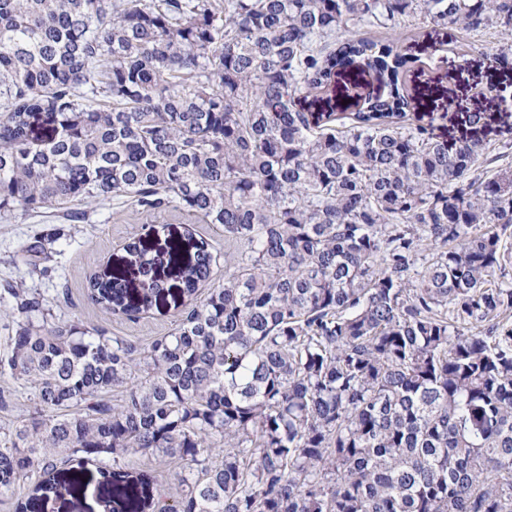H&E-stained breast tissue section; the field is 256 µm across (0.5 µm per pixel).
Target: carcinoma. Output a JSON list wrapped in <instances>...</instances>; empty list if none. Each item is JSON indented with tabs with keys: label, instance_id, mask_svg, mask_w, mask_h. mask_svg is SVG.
<instances>
[{
	"label": "carcinoma",
	"instance_id": "carcinoma-1",
	"mask_svg": "<svg viewBox=\"0 0 512 512\" xmlns=\"http://www.w3.org/2000/svg\"><path fill=\"white\" fill-rule=\"evenodd\" d=\"M512 29V0H0V214L124 198L238 244L194 241L183 309L141 350L18 285L0 379L35 412L0 440V497L43 512L59 465L107 457L112 512H512V163L415 118L393 37ZM349 71L383 91L332 89ZM94 272L134 321L168 290ZM120 390L110 404L104 395ZM133 456L181 462L150 493Z\"/></svg>",
	"mask_w": 512,
	"mask_h": 512
}]
</instances>
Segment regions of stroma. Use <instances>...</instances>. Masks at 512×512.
<instances>
[{
  "mask_svg": "<svg viewBox=\"0 0 512 512\" xmlns=\"http://www.w3.org/2000/svg\"><path fill=\"white\" fill-rule=\"evenodd\" d=\"M402 45L411 46L420 60L415 73L417 111L437 114L436 134L451 139L485 138L492 148L512 147V113L507 112L504 91L512 92V64L490 62L497 49L512 52V34L498 30L472 32L454 29L449 41L437 40L434 30L422 18L410 19L396 32ZM462 64L463 78L449 86L441 67L442 58ZM482 115L479 124L469 121L471 113ZM84 221L73 223L60 212L13 214L0 217V285L11 282L52 298L67 289L70 301L61 306V317L102 326L111 335L123 336L139 347L174 328L178 316L177 293H170L157 307L135 321L106 315L86 297L87 279L108 266L123 268L126 244L133 239L154 250L173 243L187 246V234L208 240L216 253L224 251V231L177 211L142 214L116 201L82 204ZM43 244L47 258L43 267L31 271L22 256L26 247Z\"/></svg>",
  "mask_w": 512,
  "mask_h": 512,
  "instance_id": "obj_1",
  "label": "stroma"
}]
</instances>
